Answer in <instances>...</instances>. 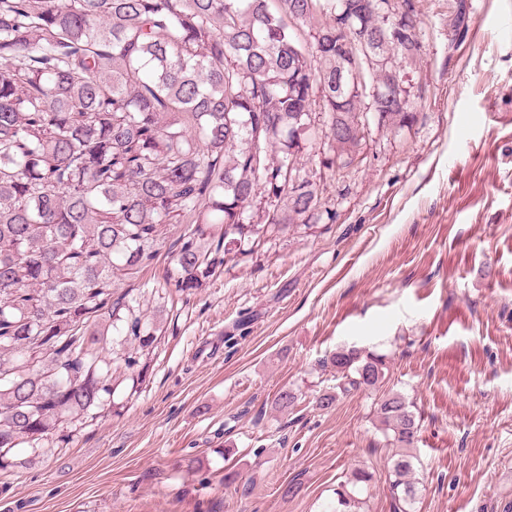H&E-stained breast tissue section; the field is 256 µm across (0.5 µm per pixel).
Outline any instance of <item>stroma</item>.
<instances>
[{"instance_id": "obj_1", "label": "stroma", "mask_w": 512, "mask_h": 512, "mask_svg": "<svg viewBox=\"0 0 512 512\" xmlns=\"http://www.w3.org/2000/svg\"><path fill=\"white\" fill-rule=\"evenodd\" d=\"M413 2L412 126L369 118L311 226L266 234L189 301L160 287L165 251L127 281L156 341L115 338L110 408L14 449L0 512H326L356 467L368 512H390L373 395L317 404L352 345L387 355L381 389L420 422L412 512L512 505V0Z\"/></svg>"}]
</instances>
